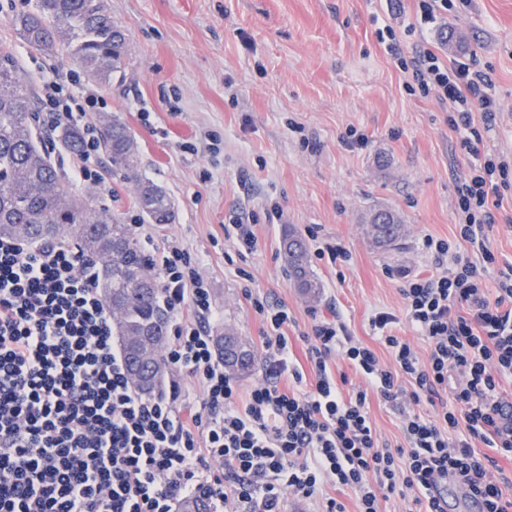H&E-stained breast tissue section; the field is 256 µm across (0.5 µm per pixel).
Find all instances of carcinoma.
<instances>
[{
	"mask_svg": "<svg viewBox=\"0 0 512 512\" xmlns=\"http://www.w3.org/2000/svg\"><path fill=\"white\" fill-rule=\"evenodd\" d=\"M18 34L32 48L52 53L67 51L83 74L97 83H108L122 69L127 35L112 22L107 0H34L31 8L15 14ZM33 89L19 73L13 54L0 47V235L27 241L52 240L75 245L97 264L99 294L108 309L118 308L112 332L118 336L127 370L134 369L137 349L130 337L150 325L168 337V313L159 302L156 279L142 284L137 274L150 268L129 226L98 205L97 188L78 193L69 179L51 163L38 141ZM62 146L71 154L82 147L81 133H62ZM112 162V170L135 183L134 204L151 224L173 222L174 207L165 190L138 173L136 142L129 128L114 115L104 120L99 141ZM367 223L375 244L394 246L402 237V220L391 209L372 212ZM281 255L288 279L301 293L314 297L321 284L311 270L308 248L301 235L283 232ZM224 370L231 375L252 370L254 352L231 330L217 339ZM145 382H131L144 395L162 390L164 374L142 370Z\"/></svg>",
	"mask_w": 512,
	"mask_h": 512,
	"instance_id": "obj_1",
	"label": "carcinoma"
}]
</instances>
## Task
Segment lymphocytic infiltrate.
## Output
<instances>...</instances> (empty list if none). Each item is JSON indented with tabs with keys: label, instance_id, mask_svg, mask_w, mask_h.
I'll return each mask as SVG.
<instances>
[{
	"label": "lymphocytic infiltrate",
	"instance_id": "lymphocytic-infiltrate-1",
	"mask_svg": "<svg viewBox=\"0 0 512 512\" xmlns=\"http://www.w3.org/2000/svg\"><path fill=\"white\" fill-rule=\"evenodd\" d=\"M377 37L406 73L407 89L445 106L449 129L473 157L455 189L456 242L427 238L434 274L400 288L426 355L393 334L392 313L371 320L388 365L339 316L323 318L303 336L314 374L303 388L288 358L287 311L247 288L265 323L264 364L261 380L241 388L203 330L217 314L200 264L171 238L155 247L150 269L170 314L163 355L176 378L168 391L145 396L112 346V314L91 262L55 242L0 236V512H176L200 495L228 512H282L288 495L317 500V512H347L330 486L353 491L358 512H382L393 496L410 498L414 512H444L434 491L451 476L464 479L484 512H512L500 465L512 462V396L503 389L512 383V265L498 266L488 239L512 186V157L478 149L499 104L488 75L465 60L423 43L404 54L389 26ZM73 83L44 78L41 100L52 125L82 124L84 148L70 170L107 192L98 138L82 123ZM492 267L490 291L484 274ZM336 357L364 387L341 388ZM372 392L398 410L402 443L377 434ZM423 402L431 413L417 411ZM479 443L485 452H476Z\"/></svg>",
	"mask_w": 512,
	"mask_h": 512
}]
</instances>
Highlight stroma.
Masks as SVG:
<instances>
[{"label":"stroma","mask_w":512,"mask_h":512,"mask_svg":"<svg viewBox=\"0 0 512 512\" xmlns=\"http://www.w3.org/2000/svg\"><path fill=\"white\" fill-rule=\"evenodd\" d=\"M128 37L122 70L95 84L102 100L87 112L117 114L135 137L142 178L175 204L172 224H144L133 187L102 163L112 196L100 203L127 224H143L155 243L178 237L201 262L222 315L210 336L234 327L260 350L264 323L244 288L290 316L288 353L306 365L302 334L339 314L350 334L382 362L391 357L371 319L396 316V335L418 352L426 342L406 318L405 278L434 271L426 238L454 240L455 186L471 157L448 128L434 97L408 94L397 62L377 38L391 26L403 50L425 42L490 74L499 103L482 149L512 154V0H470L466 10L420 24L416 0H107ZM26 0H0V45H12L24 77L73 72L60 55L29 49L13 25ZM365 146L350 148L349 129ZM396 210L399 249L375 248L365 214ZM256 226L257 249L240 255L224 226L236 215ZM339 243L344 262L310 253L322 289L311 300L292 288L280 258L286 228Z\"/></svg>","instance_id":"stroma-1"}]
</instances>
